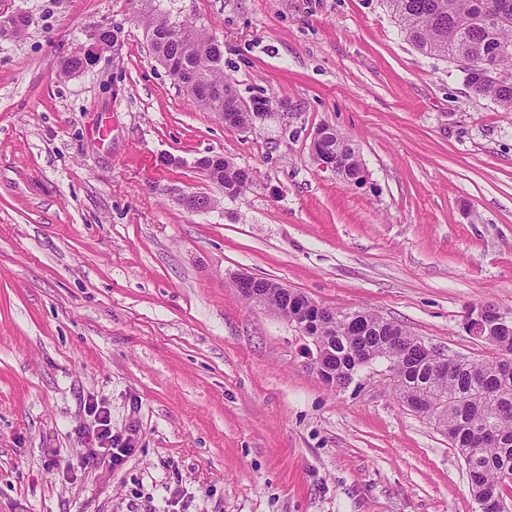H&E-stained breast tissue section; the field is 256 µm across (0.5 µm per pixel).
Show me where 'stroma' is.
I'll return each instance as SVG.
<instances>
[{
  "mask_svg": "<svg viewBox=\"0 0 512 512\" xmlns=\"http://www.w3.org/2000/svg\"><path fill=\"white\" fill-rule=\"evenodd\" d=\"M154 6L222 43L240 97L294 114L225 126L155 58L139 0H0L33 19L0 40V512H480L384 364L326 387L312 340L233 280L493 355L463 321L512 309V115L414 48L385 0ZM98 26L112 48L60 77ZM324 123L363 187L313 162ZM209 154L249 170L242 195L195 167ZM92 403L136 451L71 473Z\"/></svg>",
  "mask_w": 512,
  "mask_h": 512,
  "instance_id": "stroma-1",
  "label": "stroma"
}]
</instances>
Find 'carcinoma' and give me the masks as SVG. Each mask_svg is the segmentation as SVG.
Listing matches in <instances>:
<instances>
[{
	"mask_svg": "<svg viewBox=\"0 0 512 512\" xmlns=\"http://www.w3.org/2000/svg\"><path fill=\"white\" fill-rule=\"evenodd\" d=\"M149 44L156 58L182 65L174 81L191 94L208 112L222 114L233 107L239 95L224 79V54L215 39L195 26L173 25L153 6L141 0ZM407 39L421 53L459 66L472 93L489 97L503 111L512 113V0H387ZM29 27L23 13L0 23V39L19 37ZM490 67L502 77L481 79L477 72ZM87 68L77 53L62 65V74L72 76ZM255 110L238 113V127L248 128L258 112L269 110V100L254 98ZM316 151L335 161L336 175L348 186L357 184L363 164L352 140L334 127H326L313 143ZM206 166L210 180L235 197L245 185L238 183L237 166L230 160L212 164L208 157L197 159ZM263 304L297 311L308 297L288 292L265 279L256 283ZM355 324L327 325L320 333L325 352L323 363L336 373V385L355 370L350 359L361 348L373 360L391 364L395 395L438 421L441 431L466 458L469 487L475 499H494L490 512H509L502 486L512 483V328L501 327L484 341L495 355L481 359L451 361L438 372L429 366L428 352L415 345L414 336L403 326L382 320L365 310L350 312Z\"/></svg>",
	"mask_w": 512,
	"mask_h": 512,
	"instance_id": "cac0c4a2",
	"label": "carcinoma"
}]
</instances>
